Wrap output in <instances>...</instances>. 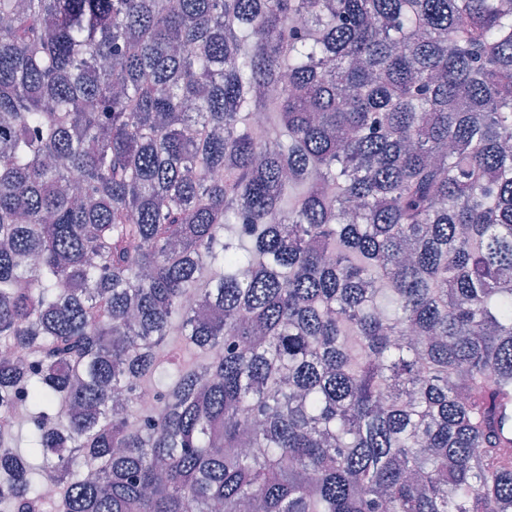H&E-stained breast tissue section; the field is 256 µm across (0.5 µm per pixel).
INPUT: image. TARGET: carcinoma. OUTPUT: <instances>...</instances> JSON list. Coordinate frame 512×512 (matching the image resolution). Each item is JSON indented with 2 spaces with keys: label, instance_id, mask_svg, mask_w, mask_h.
I'll return each mask as SVG.
<instances>
[{
  "label": "carcinoma",
  "instance_id": "1",
  "mask_svg": "<svg viewBox=\"0 0 512 512\" xmlns=\"http://www.w3.org/2000/svg\"><path fill=\"white\" fill-rule=\"evenodd\" d=\"M1 343L0 512H512V0H0Z\"/></svg>",
  "mask_w": 512,
  "mask_h": 512
}]
</instances>
